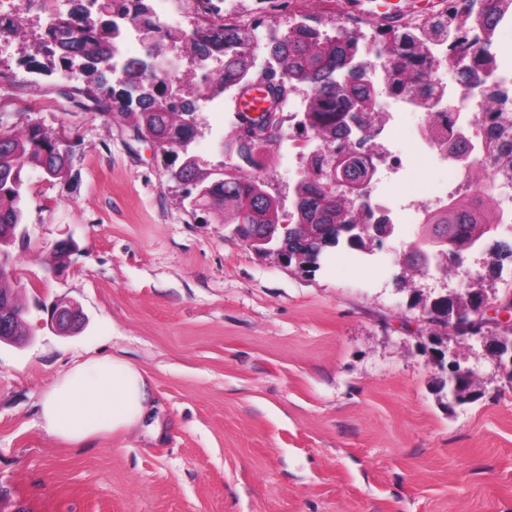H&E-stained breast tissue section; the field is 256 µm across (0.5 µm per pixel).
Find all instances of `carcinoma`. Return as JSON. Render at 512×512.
Instances as JSON below:
<instances>
[{
  "label": "carcinoma",
  "mask_w": 512,
  "mask_h": 512,
  "mask_svg": "<svg viewBox=\"0 0 512 512\" xmlns=\"http://www.w3.org/2000/svg\"><path fill=\"white\" fill-rule=\"evenodd\" d=\"M146 8V0H105L103 13L94 25L72 14L58 22L54 32L60 51H46L44 55L57 56L65 64L80 60L89 78L81 93L99 111L120 118L135 134L164 144L168 155L181 159L179 167L170 171V178L184 185V198L192 213H205L214 224L280 223L279 203L265 189L268 178H220L216 170L202 166L188 152L197 129L196 103L184 95L167 98V87L156 75L152 88L140 90L146 79L145 60L136 58L124 64L123 89L117 91L103 82V73L112 68V40L119 36V27L108 26L109 17L118 11L142 13ZM511 11L512 0H448L446 13L430 17L422 26L402 23L381 29L374 47L391 62V91L407 95L422 85L430 42L444 38L455 50V67L462 69L463 97L500 94V89L487 80L496 64L489 47L496 20ZM474 30L484 35L478 52L467 49V34ZM268 37V49L277 63L275 75L270 77L275 112L284 115L292 90L308 88L301 125L332 151L328 160L316 155L305 158L307 178L295 190L300 198L296 223L281 229L280 241L288 252L307 253L309 261L304 268L310 272L320 268L322 258L348 235L350 225L368 223L361 202L368 169L351 149L336 150V143L352 134L349 120L367 113L374 114L376 121L380 116L375 114L368 83L370 64L361 59L357 33L345 32L339 38L322 36L320 28L301 21L285 31L271 28ZM218 41L224 43V66L211 77L206 91H238L252 75L255 29L241 22H226L220 28L215 19L204 18L193 28L192 56L197 60L211 56L210 45ZM482 121L499 130V135L484 140L483 155L498 174L512 177V112H485ZM231 140L239 144L241 158L252 159L253 146L243 137L238 122ZM69 159L70 145L41 127L0 131V225L23 224L26 167L39 169L49 181L63 180L69 174ZM499 219L490 186L479 196L451 200L427 212L422 233L404 265L419 273L438 254L445 260L450 255L455 261L464 259L486 244Z\"/></svg>",
  "instance_id": "cac0c4a2"
}]
</instances>
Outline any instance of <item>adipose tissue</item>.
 <instances>
[{"label":"adipose tissue","instance_id":"adipose-tissue-1","mask_svg":"<svg viewBox=\"0 0 512 512\" xmlns=\"http://www.w3.org/2000/svg\"><path fill=\"white\" fill-rule=\"evenodd\" d=\"M151 384L132 363L98 355L74 363L46 387L40 417L46 431L76 446L129 432L146 419Z\"/></svg>","mask_w":512,"mask_h":512}]
</instances>
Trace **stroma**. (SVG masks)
Returning <instances> with one entry per match:
<instances>
[{"label": "stroma", "mask_w": 512, "mask_h": 512, "mask_svg": "<svg viewBox=\"0 0 512 512\" xmlns=\"http://www.w3.org/2000/svg\"><path fill=\"white\" fill-rule=\"evenodd\" d=\"M384 0H325L322 29L362 31ZM82 73L0 54V129L37 125L71 146V176L26 169L27 237L14 250L28 335L0 344V512H512V384L480 345V398L440 392L432 354L444 330L423 302L439 279L398 283L402 248L378 264L354 249L308 273L247 247L231 227L190 213L169 158L80 93ZM189 147L224 161L230 112H202ZM301 158L281 153L268 190L295 210ZM76 248L54 277L56 244ZM81 307L60 334L48 307ZM119 355L151 381L144 427L77 448L37 413L72 363Z\"/></svg>", "instance_id": "1"}]
</instances>
